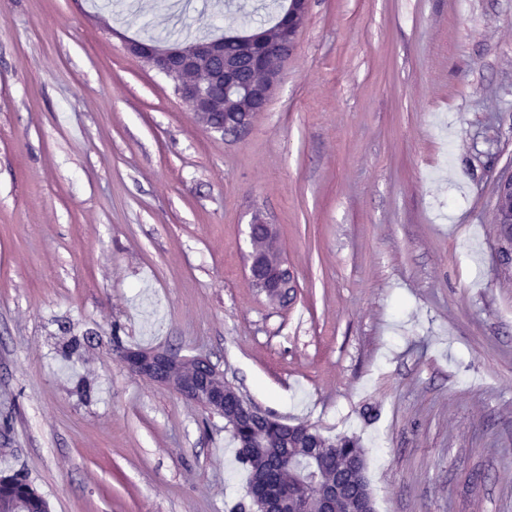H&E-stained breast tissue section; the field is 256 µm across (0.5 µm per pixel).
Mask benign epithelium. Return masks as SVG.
Returning a JSON list of instances; mask_svg holds the SVG:
<instances>
[{
  "label": "benign epithelium",
  "instance_id": "benign-epithelium-1",
  "mask_svg": "<svg viewBox=\"0 0 512 512\" xmlns=\"http://www.w3.org/2000/svg\"><path fill=\"white\" fill-rule=\"evenodd\" d=\"M308 10L309 0H289L290 21L278 24L276 37H245L237 53H225L224 40L218 37L168 48L129 39L125 50L172 80L179 96L208 130L240 134L268 104L280 81L279 61L296 47L298 31ZM495 195L500 205L512 203V174L498 179ZM248 258L253 285L271 300L281 302L296 288L294 272L279 249L267 251L252 246ZM121 360L131 371L224 415L228 383L224 373L205 358L129 349L121 353ZM304 489L305 495L318 500L320 512H336V503L342 501L336 483L322 482L318 476L305 483ZM250 502L253 512H302V501H291L269 488L252 487ZM350 512H375L372 494L366 489L359 491L350 504Z\"/></svg>",
  "mask_w": 512,
  "mask_h": 512
}]
</instances>
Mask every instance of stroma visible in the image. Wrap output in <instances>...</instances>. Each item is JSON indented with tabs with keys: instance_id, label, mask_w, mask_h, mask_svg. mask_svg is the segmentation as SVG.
I'll use <instances>...</instances> for the list:
<instances>
[{
	"instance_id": "stroma-1",
	"label": "stroma",
	"mask_w": 512,
	"mask_h": 512,
	"mask_svg": "<svg viewBox=\"0 0 512 512\" xmlns=\"http://www.w3.org/2000/svg\"><path fill=\"white\" fill-rule=\"evenodd\" d=\"M123 2L0 0V475L50 512H231L223 418L120 359L164 349L357 437L376 512H512V0H310L224 137L123 40L260 0ZM257 212L283 306L248 280Z\"/></svg>"
}]
</instances>
